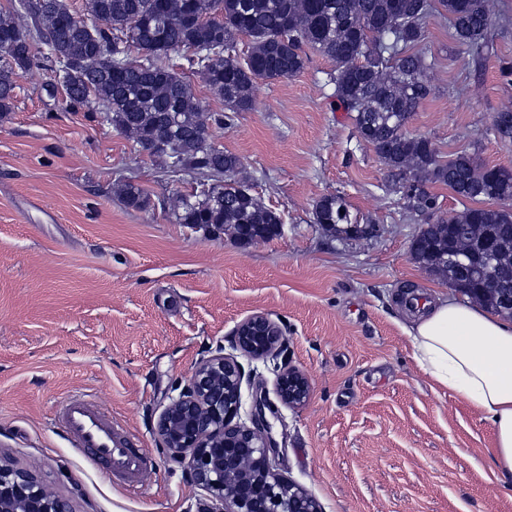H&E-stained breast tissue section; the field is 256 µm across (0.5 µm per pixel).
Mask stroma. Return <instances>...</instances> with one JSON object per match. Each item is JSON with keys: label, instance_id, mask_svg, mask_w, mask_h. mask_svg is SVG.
<instances>
[{"label": "stroma", "instance_id": "1", "mask_svg": "<svg viewBox=\"0 0 512 512\" xmlns=\"http://www.w3.org/2000/svg\"><path fill=\"white\" fill-rule=\"evenodd\" d=\"M495 53L482 70L431 17L428 97L407 128L441 160L476 153L512 167V138L493 117L512 108V0H490ZM333 66L311 54L296 76L258 82L252 111L212 130L239 156L253 194L280 212V236L239 244L178 223L162 199L199 191L162 162L50 90L45 58L15 78L0 120V456L31 469L75 512H202L153 424L208 349L261 312L284 328L288 362L312 394L301 408L271 399L278 470L324 512H512V479L492 465V427L417 366L403 289L451 294L411 256L425 218L357 136L333 95ZM134 185L150 207L126 206ZM341 196L352 223L377 235L332 234L315 203ZM84 394L133 435L150 461L137 491L104 479L56 425Z\"/></svg>", "mask_w": 512, "mask_h": 512}]
</instances>
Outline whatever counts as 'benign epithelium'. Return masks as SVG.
<instances>
[{
    "label": "benign epithelium",
    "instance_id": "obj_1",
    "mask_svg": "<svg viewBox=\"0 0 512 512\" xmlns=\"http://www.w3.org/2000/svg\"><path fill=\"white\" fill-rule=\"evenodd\" d=\"M469 296L489 291L512 305V290L484 282ZM232 352L220 345L195 365L187 383L159 414L154 435L170 461L184 467L194 485L210 501L206 512H322L320 503L274 469L270 427H259L266 397L257 396L254 410L242 416L245 370L239 357L272 362L274 391L292 409L311 396L308 376L278 362L286 348L283 329L263 313L240 321L232 331ZM0 512H72L69 501L44 486L34 473L0 460Z\"/></svg>",
    "mask_w": 512,
    "mask_h": 512
}]
</instances>
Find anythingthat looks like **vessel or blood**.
Here are the masks:
<instances>
[{
	"mask_svg": "<svg viewBox=\"0 0 512 512\" xmlns=\"http://www.w3.org/2000/svg\"><path fill=\"white\" fill-rule=\"evenodd\" d=\"M58 426L71 447L101 466L106 479L131 488L140 485L148 468L147 457L100 407L80 398L71 399L58 418Z\"/></svg>",
	"mask_w": 512,
	"mask_h": 512,
	"instance_id": "1",
	"label": "vessel or blood"
}]
</instances>
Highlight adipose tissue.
Here are the masks:
<instances>
[{"label":"adipose tissue","instance_id":"1","mask_svg":"<svg viewBox=\"0 0 512 512\" xmlns=\"http://www.w3.org/2000/svg\"><path fill=\"white\" fill-rule=\"evenodd\" d=\"M411 318L416 364L491 422L492 461L512 477V320L450 296L425 301Z\"/></svg>","mask_w":512,"mask_h":512}]
</instances>
